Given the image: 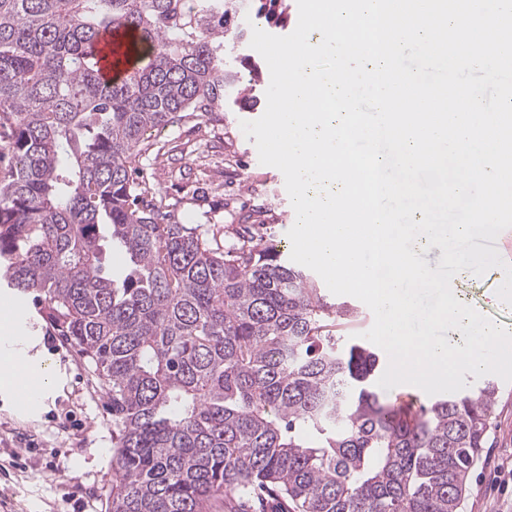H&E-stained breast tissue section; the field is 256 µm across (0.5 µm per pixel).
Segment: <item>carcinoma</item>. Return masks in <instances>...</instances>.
Masks as SVG:
<instances>
[{"label": "carcinoma", "instance_id": "cac0c4a2", "mask_svg": "<svg viewBox=\"0 0 512 512\" xmlns=\"http://www.w3.org/2000/svg\"><path fill=\"white\" fill-rule=\"evenodd\" d=\"M0 0V278L95 365L112 424L108 512H458L485 447L491 379L419 406L376 390L380 355L342 341L358 309L250 228L224 251L132 176L150 132L206 115L244 0ZM147 62L102 79V40ZM120 249L128 264L112 274Z\"/></svg>", "mask_w": 512, "mask_h": 512}]
</instances>
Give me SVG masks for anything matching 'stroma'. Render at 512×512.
Here are the masks:
<instances>
[{
    "instance_id": "1",
    "label": "stroma",
    "mask_w": 512,
    "mask_h": 512,
    "mask_svg": "<svg viewBox=\"0 0 512 512\" xmlns=\"http://www.w3.org/2000/svg\"><path fill=\"white\" fill-rule=\"evenodd\" d=\"M247 56L258 66V86L241 78L223 111L203 119L191 112L155 131L132 166L173 205L181 223L203 229L255 224L268 243L286 246L295 217L284 176L260 163L254 138L240 127L264 113L270 72L249 39L224 49L225 61L237 71ZM2 305L38 339L22 354L24 383H39L45 362L54 380L26 404L19 387H0V512H107L115 477L112 416L94 366L43 320L32 296L1 286ZM498 387L487 444L468 476L460 512H512V485L501 488L499 478L512 469V383Z\"/></svg>"
}]
</instances>
